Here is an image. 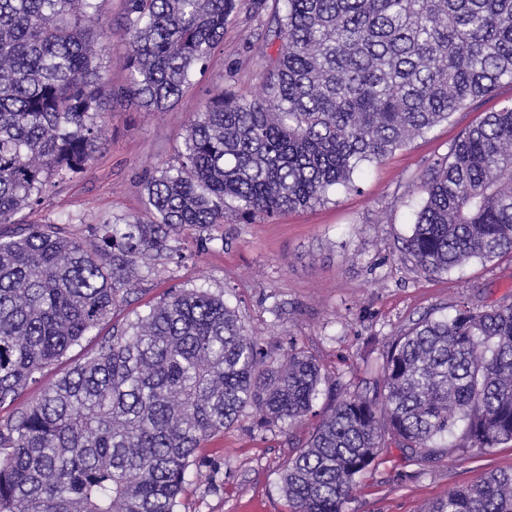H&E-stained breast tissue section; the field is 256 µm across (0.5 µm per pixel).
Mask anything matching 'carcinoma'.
<instances>
[{
    "mask_svg": "<svg viewBox=\"0 0 512 512\" xmlns=\"http://www.w3.org/2000/svg\"><path fill=\"white\" fill-rule=\"evenodd\" d=\"M261 94L219 88L193 113L177 162L144 181L150 219L22 224L47 186L85 171L105 108L166 112L224 44L239 0H0V408L91 336L42 394L0 416V512H177L195 453L247 409L260 429L309 418L281 475L288 512H343L391 443L423 461L512 442V303L462 302L391 337L381 375L330 395L316 356L249 335L224 296L174 288L109 324L138 271L230 220L327 200L411 139L512 82V0H252ZM125 45L126 81L102 60ZM404 252L429 276L512 254V99L464 130L421 178ZM424 512H512V470ZM124 45L117 37L112 42L110 54L104 58L103 70L112 84L120 86L125 83L126 73L122 68L121 57L123 56Z\"/></svg>",
    "mask_w": 512,
    "mask_h": 512,
    "instance_id": "obj_1",
    "label": "carcinoma"
}]
</instances>
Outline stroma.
Wrapping results in <instances>:
<instances>
[{
  "label": "stroma",
  "instance_id": "35a3bbf8",
  "mask_svg": "<svg viewBox=\"0 0 512 512\" xmlns=\"http://www.w3.org/2000/svg\"><path fill=\"white\" fill-rule=\"evenodd\" d=\"M256 29L250 0H241L223 45L173 109L144 112L131 101L108 105L106 141L90 169L49 187L20 221L69 216L71 234L86 241L92 225L145 217L146 174L175 159L192 114L215 89L259 94L261 59L245 41ZM510 96L512 85L503 84L498 97L456 113L370 166L357 189H337L324 204L255 224L213 227L204 246L188 238L192 258L146 272L139 292L115 309L113 322L134 319L170 289L203 287L223 293L250 334L281 345L296 341L320 359L332 381L354 390L376 377L388 338L419 317L449 313L468 298L487 305L512 302L510 253L430 277L401 252L420 200V177L468 125ZM311 428L306 422L259 430L246 417L208 440L193 462L207 480L184 487L178 512H286L280 475L291 454L288 438L306 437ZM492 470H512V443L490 454L443 448L425 462L385 448L345 512H421Z\"/></svg>",
  "mask_w": 512,
  "mask_h": 512
}]
</instances>
